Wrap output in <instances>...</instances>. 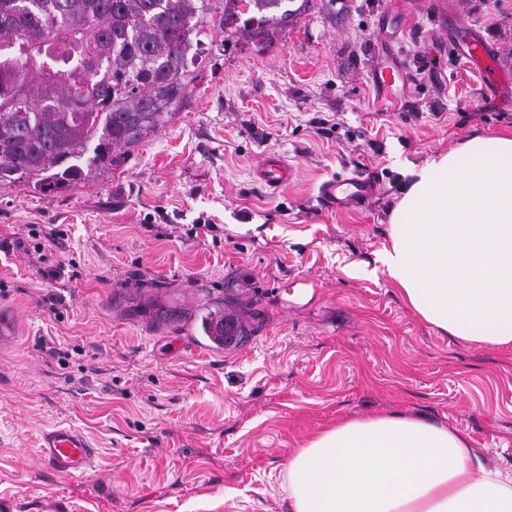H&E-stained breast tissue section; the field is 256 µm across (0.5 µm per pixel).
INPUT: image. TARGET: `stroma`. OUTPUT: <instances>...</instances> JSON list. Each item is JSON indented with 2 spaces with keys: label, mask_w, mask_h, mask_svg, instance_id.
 <instances>
[{
  "label": "stroma",
  "mask_w": 512,
  "mask_h": 512,
  "mask_svg": "<svg viewBox=\"0 0 512 512\" xmlns=\"http://www.w3.org/2000/svg\"><path fill=\"white\" fill-rule=\"evenodd\" d=\"M455 16L500 80L457 53ZM392 57L407 81L388 98L371 73ZM510 131L512 0H308L265 50L227 30L123 166L54 197L0 181V512H291L288 459L307 438L393 413L512 465V350L419 320L376 261L413 167ZM271 156L294 168L276 193L256 175ZM355 173L377 185L370 204L324 208L320 184ZM201 218L213 231L190 235ZM204 297L228 298L242 343L153 321ZM60 424L97 441L86 475L38 460Z\"/></svg>",
  "instance_id": "1"
}]
</instances>
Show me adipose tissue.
Returning <instances> with one entry per match:
<instances>
[{
	"label": "adipose tissue",
	"instance_id": "obj_1",
	"mask_svg": "<svg viewBox=\"0 0 512 512\" xmlns=\"http://www.w3.org/2000/svg\"><path fill=\"white\" fill-rule=\"evenodd\" d=\"M377 261L414 313L512 349V133L476 134L413 169ZM292 512H512V466L406 416L341 420L288 462Z\"/></svg>",
	"mask_w": 512,
	"mask_h": 512
}]
</instances>
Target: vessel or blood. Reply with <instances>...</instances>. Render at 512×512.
<instances>
[{"instance_id": "1", "label": "vessel or blood", "mask_w": 512, "mask_h": 512, "mask_svg": "<svg viewBox=\"0 0 512 512\" xmlns=\"http://www.w3.org/2000/svg\"><path fill=\"white\" fill-rule=\"evenodd\" d=\"M461 54L475 66L494 65L495 59L486 40L464 20L453 23ZM293 168L278 158L266 159L259 178L271 188H279L290 182ZM373 193L372 183L365 178L352 176L324 182L320 196L324 202L339 211L362 207ZM39 453L41 459L56 474L77 476L85 474L92 463L95 450L89 438L81 431L66 425H58L43 433Z\"/></svg>"}]
</instances>
